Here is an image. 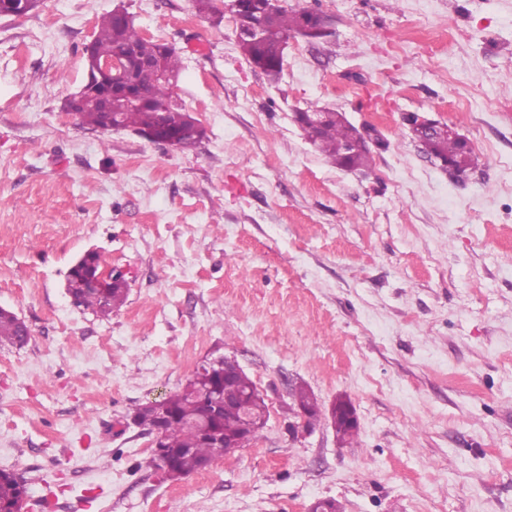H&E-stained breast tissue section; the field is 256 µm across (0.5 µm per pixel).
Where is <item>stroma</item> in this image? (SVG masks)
<instances>
[{
	"label": "stroma",
	"instance_id": "stroma-1",
	"mask_svg": "<svg viewBox=\"0 0 512 512\" xmlns=\"http://www.w3.org/2000/svg\"><path fill=\"white\" fill-rule=\"evenodd\" d=\"M124 6L182 59L190 152L92 130L63 103L101 15ZM331 16L288 40L278 82L193 0H37L0 15V306L31 329L0 347V469L25 512H512V0H282ZM373 125L371 170L328 163L310 104ZM471 142L465 180L403 116ZM129 271L109 318L72 304L75 259ZM235 357L270 417L259 441L177 480L145 467L135 405ZM353 406L293 434L291 392ZM351 405L342 399L336 401L331 408L336 435L342 443L353 440L358 435L357 421L350 418Z\"/></svg>",
	"mask_w": 512,
	"mask_h": 512
}]
</instances>
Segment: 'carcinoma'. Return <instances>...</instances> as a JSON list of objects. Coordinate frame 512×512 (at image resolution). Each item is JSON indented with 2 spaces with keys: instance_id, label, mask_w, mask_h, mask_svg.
Listing matches in <instances>:
<instances>
[{
  "instance_id": "cac0c4a2",
  "label": "carcinoma",
  "mask_w": 512,
  "mask_h": 512,
  "mask_svg": "<svg viewBox=\"0 0 512 512\" xmlns=\"http://www.w3.org/2000/svg\"><path fill=\"white\" fill-rule=\"evenodd\" d=\"M321 12L306 10L304 13L278 7L269 13L259 14L257 4L253 0L241 7L234 15L236 29L248 30L257 26L271 27L275 32L288 38L303 36L312 16ZM95 60L102 62L120 56L126 52L139 61L163 57L166 69L173 75L178 73L182 60L175 47L145 37L134 25L133 21L120 23L111 12L101 17L97 31L91 41ZM238 46L245 59L260 69L269 80L280 79L284 63L279 43L272 40L243 39ZM85 91L77 98L67 99L64 109L76 111L81 124L92 129L105 127L106 114L102 94L96 86L85 80ZM112 111L117 113V120L125 130L135 133H152L162 128L178 136L179 151L187 152L194 149L205 137V129L199 123H193L194 117L173 97L172 87L168 84H149L143 90L141 101L127 103L116 97L112 100ZM307 138L324 155L327 162L339 169L354 168L358 171L370 169L372 163L371 150L364 149L352 157L342 152V145L353 138L355 128L343 117H329L320 125L310 123L302 125ZM421 151L430 158L444 157L456 169L457 177L468 174L477 162L474 151L462 146L459 133L448 124L434 129L432 136L418 142ZM105 259L98 252L85 260V265H72L67 280L79 284L86 267H102ZM75 295L78 306L90 310L102 318H108L113 311L120 309L128 295V285L115 282L101 294L94 288H76ZM19 346L20 336L16 317L5 311L0 313V346ZM217 381L216 367L200 365L187 385L181 390L164 398V407L170 414L163 430L164 447L175 452V464L168 478H180L199 470L208 462H216L229 452L227 448H219L206 439L199 431L188 426L191 420H199L206 416L207 409L199 399L198 393L212 389ZM224 392L238 395L247 394L249 410L253 417L266 421L269 408L264 396L256 392L254 381L247 373L234 375L231 381L224 384ZM293 405L317 420L322 413L317 398L303 387L291 393ZM351 405L342 399L336 401L331 408L338 439L347 443L358 435L357 421L350 418ZM132 417L134 421L148 430L157 427L158 408L146 403L136 406ZM243 415L239 407L227 405L217 422L218 430L223 436L238 440L243 434ZM27 490L25 484L18 481L7 471H0V512H21L25 508Z\"/></svg>"
}]
</instances>
